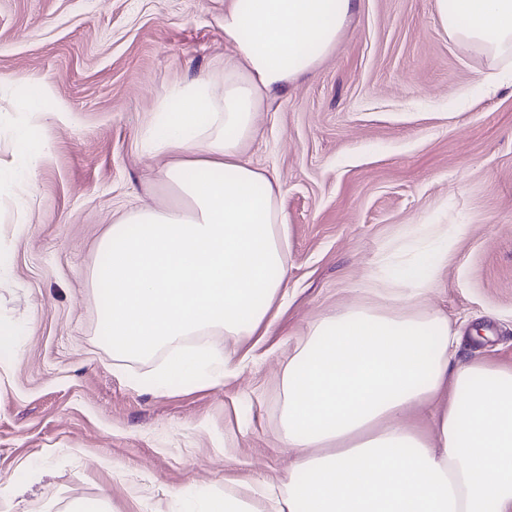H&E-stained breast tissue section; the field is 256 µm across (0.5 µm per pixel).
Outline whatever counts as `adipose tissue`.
I'll return each instance as SVG.
<instances>
[{"mask_svg": "<svg viewBox=\"0 0 512 512\" xmlns=\"http://www.w3.org/2000/svg\"><path fill=\"white\" fill-rule=\"evenodd\" d=\"M464 49L512 55V0H436ZM355 0H224L233 54L219 82L165 89L149 124L168 156L175 199L124 212L98 243L100 329L120 355L168 357L156 387L220 384L238 365L190 336L238 340L269 329L287 284L288 219L278 179L243 160L257 116L331 54ZM25 162L0 166V188L28 183L51 147L11 127ZM448 231H410L383 263L389 303H351L313 321L281 385L279 439L296 453L267 512H512V368L459 356L447 317L422 303L447 260ZM431 410L428 425L411 415Z\"/></svg>", "mask_w": 512, "mask_h": 512, "instance_id": "ef3b65f1", "label": "adipose tissue"}]
</instances>
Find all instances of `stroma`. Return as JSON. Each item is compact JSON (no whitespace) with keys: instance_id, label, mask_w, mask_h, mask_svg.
<instances>
[{"instance_id":"1","label":"stroma","mask_w":512,"mask_h":512,"mask_svg":"<svg viewBox=\"0 0 512 512\" xmlns=\"http://www.w3.org/2000/svg\"><path fill=\"white\" fill-rule=\"evenodd\" d=\"M228 51L224 0H0V164L24 161L26 86L51 144L29 203L0 192V512H179L182 492L228 486L262 505L296 457L277 439L283 368L320 316L381 304L367 280L422 224L465 227L425 305L460 327L461 357L512 367V58L460 48L435 0H356L336 50L259 113L245 158L283 185L286 301L267 335L192 339L244 357L238 375L158 390V358L101 342L97 243L167 200L145 140L157 98L220 77Z\"/></svg>"}]
</instances>
